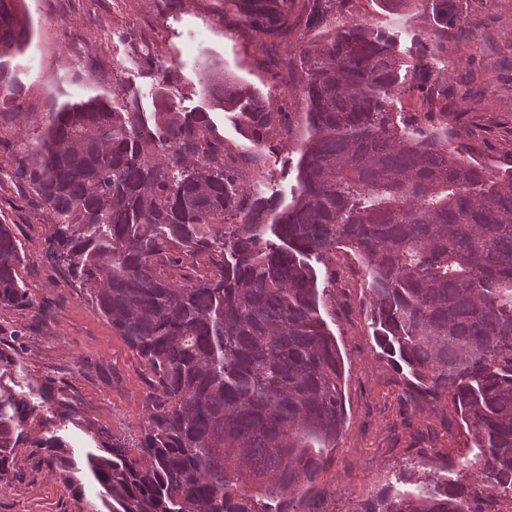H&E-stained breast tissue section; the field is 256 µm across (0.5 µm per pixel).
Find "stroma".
<instances>
[{
    "instance_id": "obj_1",
    "label": "stroma",
    "mask_w": 512,
    "mask_h": 512,
    "mask_svg": "<svg viewBox=\"0 0 512 512\" xmlns=\"http://www.w3.org/2000/svg\"><path fill=\"white\" fill-rule=\"evenodd\" d=\"M31 39L7 67L25 95L21 109L45 112L94 97L114 106L135 100L208 113L238 148L248 146L233 112L199 81L204 61L265 98L289 97L282 73L258 40L225 22L222 0H24ZM351 12L392 38L400 50L433 51L440 75L465 93L461 140L491 170L512 167V0H463L472 34L450 37L419 10L394 12L380 0H353ZM159 58L146 66V48ZM173 78H165L167 70ZM259 176L267 194L286 200L296 185V153L267 151ZM0 224L10 225L25 254L18 271L34 308L0 309V350L16 360L0 384L32 407L29 438L0 484V512H86L96 504L93 478L82 498L43 464L45 437H61L78 459L101 439L134 444L148 415L151 376L142 359L92 307L48 256L53 225L32 190L0 174ZM331 297L322 312L344 368L346 431L315 481L302 490L305 512H353L403 470L455 468L469 453L467 429L452 401L427 403L381 354L368 327L361 269L340 251L332 263ZM104 430L97 438L96 430Z\"/></svg>"
}]
</instances>
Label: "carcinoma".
<instances>
[{
    "label": "carcinoma",
    "mask_w": 512,
    "mask_h": 512,
    "mask_svg": "<svg viewBox=\"0 0 512 512\" xmlns=\"http://www.w3.org/2000/svg\"><path fill=\"white\" fill-rule=\"evenodd\" d=\"M21 0H0V127L23 116L5 58L28 39ZM353 0H224V16L264 46L297 29L327 39L283 61L306 111L272 106L206 64L204 87L236 112L259 155L296 123L291 200L242 185L246 169L206 112H155L97 99L42 113L14 174L54 222L53 259L87 288L152 372L148 424L133 449L86 454L95 512H301L346 427L343 369L321 314L314 263L353 252L367 279L369 327L424 399L451 398L475 458L460 478L417 476L353 512H484L512 499V169L461 159L448 113L397 112L396 91L431 90L433 58L400 52ZM461 26V0H382ZM22 247L0 224V308L34 305ZM16 395L0 389V480L27 439ZM45 462L68 483L77 463L55 437ZM258 485L264 491L247 490Z\"/></svg>",
    "instance_id": "obj_1"
}]
</instances>
